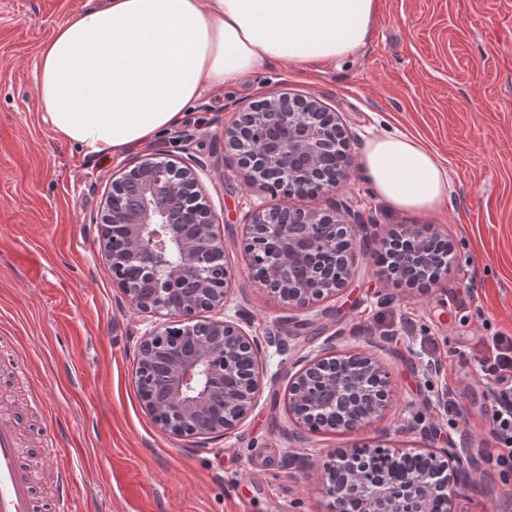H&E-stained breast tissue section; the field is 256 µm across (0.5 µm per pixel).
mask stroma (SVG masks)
I'll use <instances>...</instances> for the list:
<instances>
[{"mask_svg":"<svg viewBox=\"0 0 512 512\" xmlns=\"http://www.w3.org/2000/svg\"><path fill=\"white\" fill-rule=\"evenodd\" d=\"M87 0H0V337L29 366L31 407L0 359V398L23 437L22 458L41 499L53 476L71 475L77 512H328L325 464L353 445L422 451L468 433L452 512H512V470L487 461L492 397L480 370L498 334L512 336V0H378L373 33L354 59L257 75L206 93L153 149L201 161L231 269L227 309L256 336L275 334L290 356L368 349L386 367L392 405L356 435L289 438L288 379L270 359L259 406L234 433L193 445L161 427L137 388L144 318L124 299L103 255L100 213L112 181L144 149L87 156L59 138L35 96L39 51ZM319 100L356 139L338 197L367 224L354 274L315 312L288 316L250 278L242 218L258 202L323 209L321 194L248 185L224 147L237 112L272 95ZM417 140L448 172L438 213L408 214L378 198L359 170L370 135ZM416 224L446 236L455 263L446 280L410 288L383 274L384 240ZM434 360L444 373L424 365ZM449 388V418L436 392ZM58 440L42 452L44 433Z\"/></svg>","mask_w":512,"mask_h":512,"instance_id":"35a3bbf8","label":"stroma"}]
</instances>
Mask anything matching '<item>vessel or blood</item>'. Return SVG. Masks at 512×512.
Here are the masks:
<instances>
[{
  "label": "vessel or blood",
  "instance_id": "vessel-or-blood-1",
  "mask_svg": "<svg viewBox=\"0 0 512 512\" xmlns=\"http://www.w3.org/2000/svg\"><path fill=\"white\" fill-rule=\"evenodd\" d=\"M31 479L19 456L14 426L0 422V512H37Z\"/></svg>",
  "mask_w": 512,
  "mask_h": 512
}]
</instances>
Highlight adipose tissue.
Returning a JSON list of instances; mask_svg holds the SVG:
<instances>
[{
	"label": "adipose tissue",
	"mask_w": 512,
	"mask_h": 512,
	"mask_svg": "<svg viewBox=\"0 0 512 512\" xmlns=\"http://www.w3.org/2000/svg\"><path fill=\"white\" fill-rule=\"evenodd\" d=\"M377 0H97L43 45L36 98L57 135L101 155L177 128L206 91L278 62L352 57ZM360 166L376 196L406 213L439 212L448 174L401 133L370 138Z\"/></svg>",
	"instance_id": "1"
}]
</instances>
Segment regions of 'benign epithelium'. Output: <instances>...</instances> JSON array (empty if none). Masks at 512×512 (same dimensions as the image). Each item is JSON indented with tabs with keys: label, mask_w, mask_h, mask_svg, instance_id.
Wrapping results in <instances>:
<instances>
[{
	"label": "benign epithelium",
	"mask_w": 512,
	"mask_h": 512,
	"mask_svg": "<svg viewBox=\"0 0 512 512\" xmlns=\"http://www.w3.org/2000/svg\"><path fill=\"white\" fill-rule=\"evenodd\" d=\"M346 130L316 99L286 93L237 113L224 146L264 187L290 195L306 182L334 194L349 167ZM200 164L146 155L113 180L130 191L127 210L100 217L105 256L129 304L150 318L137 347V377L159 375L163 398L141 390L149 413L171 433L202 444L236 431L258 406L267 361L286 368L288 416L297 430L359 432L384 415L391 390L386 371L362 352L341 353L336 338L293 360L278 336H254L244 316L224 313L231 271L214 209L202 193ZM366 225L347 206L304 210L255 204L243 218L246 268L254 282L290 311L310 312L338 296L353 275V250ZM391 276L411 288L448 277V240L404 225L389 244ZM201 311L222 317L200 319ZM464 448L410 453L374 448L377 461L401 470L392 479L369 470L362 449L326 465L322 493L331 512H431L449 505L460 480L451 462Z\"/></svg>",
	"instance_id": "obj_1"
}]
</instances>
